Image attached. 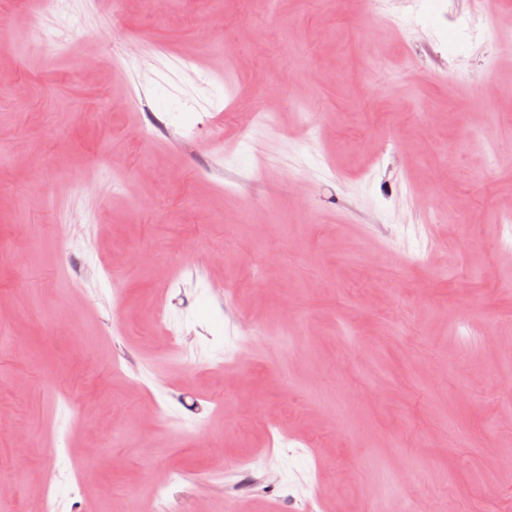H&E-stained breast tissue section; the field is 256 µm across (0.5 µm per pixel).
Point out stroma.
<instances>
[{
  "instance_id": "35a3bbf8",
  "label": "stroma",
  "mask_w": 512,
  "mask_h": 512,
  "mask_svg": "<svg viewBox=\"0 0 512 512\" xmlns=\"http://www.w3.org/2000/svg\"><path fill=\"white\" fill-rule=\"evenodd\" d=\"M510 88L506 0H0V512H512Z\"/></svg>"
}]
</instances>
